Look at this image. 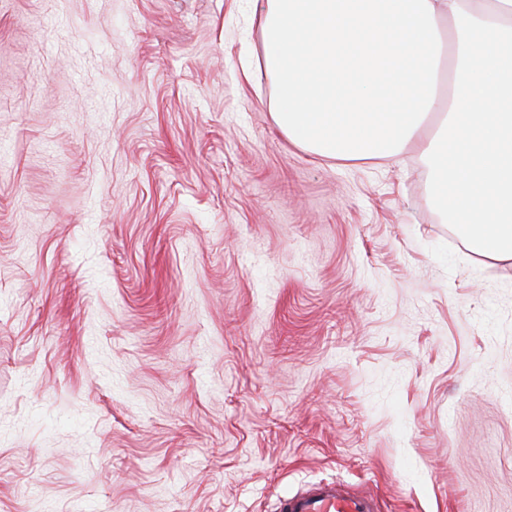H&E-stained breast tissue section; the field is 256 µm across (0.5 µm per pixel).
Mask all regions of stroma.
<instances>
[{"label":"stroma","instance_id":"1","mask_svg":"<svg viewBox=\"0 0 512 512\" xmlns=\"http://www.w3.org/2000/svg\"><path fill=\"white\" fill-rule=\"evenodd\" d=\"M265 5L0 0V512H512V259L288 140ZM279 512H379L371 494L353 493L335 482L319 483L283 497Z\"/></svg>","mask_w":512,"mask_h":512}]
</instances>
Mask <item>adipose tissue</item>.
Returning <instances> with one entry per match:
<instances>
[{"label":"adipose tissue","instance_id":"obj_1","mask_svg":"<svg viewBox=\"0 0 512 512\" xmlns=\"http://www.w3.org/2000/svg\"><path fill=\"white\" fill-rule=\"evenodd\" d=\"M261 28L292 143L339 158L416 143L459 234L512 258V0H267Z\"/></svg>","mask_w":512,"mask_h":512}]
</instances>
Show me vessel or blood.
Here are the masks:
<instances>
[{
    "label": "vessel or blood",
    "mask_w": 512,
    "mask_h": 512,
    "mask_svg": "<svg viewBox=\"0 0 512 512\" xmlns=\"http://www.w3.org/2000/svg\"><path fill=\"white\" fill-rule=\"evenodd\" d=\"M279 512H378L374 496L353 493L334 482L320 483L283 497Z\"/></svg>",
    "instance_id": "obj_1"
}]
</instances>
